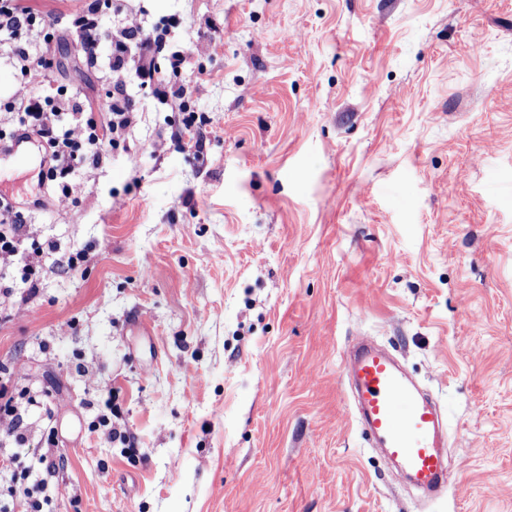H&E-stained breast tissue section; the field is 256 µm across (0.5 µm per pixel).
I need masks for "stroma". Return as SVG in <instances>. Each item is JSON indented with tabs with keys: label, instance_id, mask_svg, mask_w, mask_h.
<instances>
[{
	"label": "stroma",
	"instance_id": "obj_1",
	"mask_svg": "<svg viewBox=\"0 0 512 512\" xmlns=\"http://www.w3.org/2000/svg\"><path fill=\"white\" fill-rule=\"evenodd\" d=\"M37 2L50 24L18 41L100 105L107 59L74 56L67 0ZM127 16L174 20L162 71L183 48L207 69L202 147L130 70L136 118L73 203L38 145L0 164L43 252L33 300L0 307V383L39 398L0 486L40 471L42 512H512V0H112L104 36ZM359 335L439 401L442 496L362 440Z\"/></svg>",
	"mask_w": 512,
	"mask_h": 512
}]
</instances>
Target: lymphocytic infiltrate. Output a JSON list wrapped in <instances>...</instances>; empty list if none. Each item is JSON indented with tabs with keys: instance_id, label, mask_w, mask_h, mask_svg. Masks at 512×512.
Here are the masks:
<instances>
[{
	"instance_id": "obj_1",
	"label": "lymphocytic infiltrate",
	"mask_w": 512,
	"mask_h": 512,
	"mask_svg": "<svg viewBox=\"0 0 512 512\" xmlns=\"http://www.w3.org/2000/svg\"><path fill=\"white\" fill-rule=\"evenodd\" d=\"M101 0H71L69 15L73 53L94 61L102 51H109L112 71V91L98 108L83 107L75 94L60 86L44 91L41 82L51 68L47 52L17 45L13 50L15 69L25 86L23 94L5 105L14 122L11 131L0 130V143L8 144L12 136L25 132L44 144L48 167L45 177L50 192L59 204H66L72 193L70 177L81 164H98L112 148L120 146L125 129L132 123L136 111L122 81L130 57H137L136 73L143 85H159L176 100L198 91L201 77H186L181 73L186 57L176 52L171 62L173 73L180 80H171L153 64L151 55L157 50L164 28H145L134 19L121 22L111 39H104L101 28ZM47 14L32 0H0V32H15L43 27ZM24 214L8 203L0 204V263L16 265L23 282H32L41 267L38 253H26L23 248ZM31 405L24 392H7L0 387V434L15 444L27 441L24 417Z\"/></svg>"
}]
</instances>
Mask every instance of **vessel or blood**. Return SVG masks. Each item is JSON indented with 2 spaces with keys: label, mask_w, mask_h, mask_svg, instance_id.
Here are the masks:
<instances>
[{
  "label": "vessel or blood",
  "mask_w": 512,
  "mask_h": 512,
  "mask_svg": "<svg viewBox=\"0 0 512 512\" xmlns=\"http://www.w3.org/2000/svg\"><path fill=\"white\" fill-rule=\"evenodd\" d=\"M351 371L352 399L366 440L393 460L415 489L443 491L448 469L436 403L368 337L354 339Z\"/></svg>",
  "instance_id": "b4317fda"
}]
</instances>
